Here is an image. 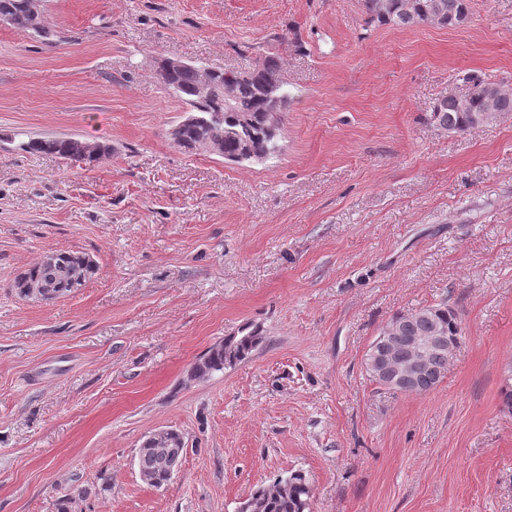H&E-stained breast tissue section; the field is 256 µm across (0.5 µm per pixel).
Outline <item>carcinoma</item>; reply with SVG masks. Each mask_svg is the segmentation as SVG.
<instances>
[{
  "label": "carcinoma",
  "instance_id": "cac0c4a2",
  "mask_svg": "<svg viewBox=\"0 0 512 512\" xmlns=\"http://www.w3.org/2000/svg\"><path fill=\"white\" fill-rule=\"evenodd\" d=\"M26 3L27 0H0V20L21 29L27 28ZM363 6L370 22L380 25L412 28L419 26L420 19L424 17L430 20L441 17L446 20L447 26L453 27L458 23V16L466 6V0H387L383 14L373 10L371 0H363ZM277 69L278 61L267 57L247 74L246 81L242 80L239 72H218L222 83L238 88L234 111L223 113L221 120L213 116L220 109L219 104L203 100L197 94L200 72L196 66L189 64L180 70L160 74L166 88L178 94L192 111L202 117L200 123L184 128L182 147L186 148L199 140H208L223 142L224 154L228 156L239 155L248 147L255 151V158L260 160L273 154L277 137L267 136L260 129L268 104L256 95L253 88L263 81L266 72ZM469 81L472 88L465 96V103H460L456 97H443L430 113V122L448 131L450 135L473 129L471 115L486 107L485 81L472 76ZM19 148L29 154H58L89 166L109 151L110 146L97 140L37 137L22 142ZM93 273L92 261L70 252L55 255L52 263L40 261L25 270L26 277L32 281L56 285L55 291L60 296L71 292V288L88 280ZM386 329L390 330V335L402 337L403 342L393 347L376 339L368 351L367 360L385 356L391 366L421 360L424 368L420 374L414 379L402 381L395 390L424 393L434 389L448 368V348L431 347L423 351L412 345V340L429 341L441 337L448 343L455 342L460 335V328L454 312L445 304L428 306L394 316L386 324ZM260 339L257 330L245 327L208 350L195 364L194 372L199 375L222 372L225 367L245 359ZM169 451L167 444L151 441L144 442L138 450L137 467L153 479L154 487L159 488L169 481L163 466ZM311 496V487L305 476L294 472L269 487L257 489L249 500L258 502L259 512H309Z\"/></svg>",
  "mask_w": 512,
  "mask_h": 512
}]
</instances>
